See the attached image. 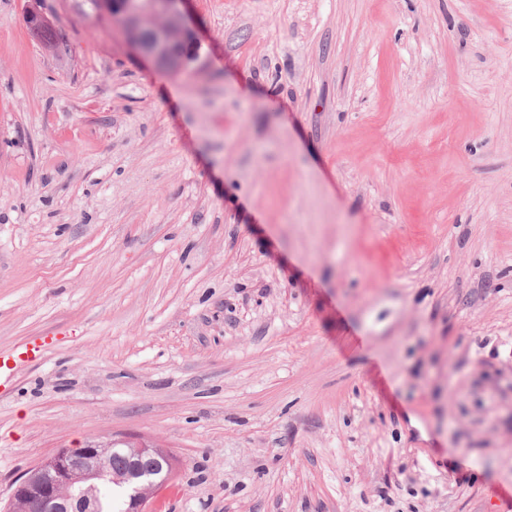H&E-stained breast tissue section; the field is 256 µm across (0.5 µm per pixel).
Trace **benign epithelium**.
Segmentation results:
<instances>
[{
    "mask_svg": "<svg viewBox=\"0 0 512 512\" xmlns=\"http://www.w3.org/2000/svg\"><path fill=\"white\" fill-rule=\"evenodd\" d=\"M182 0H163L146 12L112 14L127 30L131 42L143 53L169 61L180 69L193 60L196 40L179 21ZM127 446L129 472L135 480L125 512H145L156 492L153 475L168 462L167 452L124 439L91 440L76 448H60L32 467L15 487L11 512H100L99 481L109 474L112 449Z\"/></svg>",
    "mask_w": 512,
    "mask_h": 512,
    "instance_id": "obj_1",
    "label": "benign epithelium"
}]
</instances>
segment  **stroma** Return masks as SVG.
<instances>
[{"mask_svg": "<svg viewBox=\"0 0 512 512\" xmlns=\"http://www.w3.org/2000/svg\"><path fill=\"white\" fill-rule=\"evenodd\" d=\"M179 9L0 0V512L122 436L148 512H512V0ZM182 0H163L155 9L147 7L143 12H158L168 18L167 23L159 28H145L143 21L146 15L138 12L120 11L112 13L113 19L121 22L127 30L131 42L143 53L166 59L174 69H180L193 60L196 53V40L194 33L179 21L177 9ZM145 29L150 30L147 36ZM47 344L46 339H39L7 355L0 354V388L7 386L19 366L40 360Z\"/></svg>", "mask_w": 512, "mask_h": 512, "instance_id": "1", "label": "stroma"}]
</instances>
